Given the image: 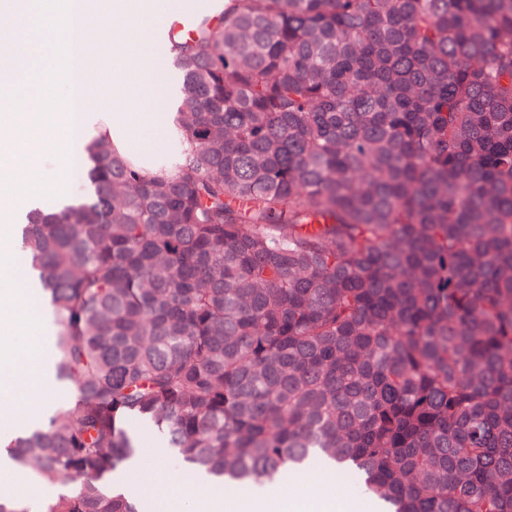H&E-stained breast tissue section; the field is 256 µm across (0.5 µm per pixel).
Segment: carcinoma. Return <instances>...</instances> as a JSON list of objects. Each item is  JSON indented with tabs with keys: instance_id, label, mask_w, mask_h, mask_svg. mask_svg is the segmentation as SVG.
<instances>
[{
	"instance_id": "carcinoma-1",
	"label": "carcinoma",
	"mask_w": 512,
	"mask_h": 512,
	"mask_svg": "<svg viewBox=\"0 0 512 512\" xmlns=\"http://www.w3.org/2000/svg\"><path fill=\"white\" fill-rule=\"evenodd\" d=\"M169 36L193 150L103 142L19 227L59 410L39 512H143L128 425L226 487L313 458L387 512H512V0H220Z\"/></svg>"
}]
</instances>
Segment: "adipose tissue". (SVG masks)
Segmentation results:
<instances>
[{
  "label": "adipose tissue",
  "instance_id": "obj_1",
  "mask_svg": "<svg viewBox=\"0 0 512 512\" xmlns=\"http://www.w3.org/2000/svg\"><path fill=\"white\" fill-rule=\"evenodd\" d=\"M129 20L126 40L118 61L125 71L137 73L131 83L113 81L94 65L75 69V52H90L86 32L101 11L100 0H63L58 14L33 21L30 0H0V13L11 15L20 33L0 39V91L21 85L37 73L44 87L35 101L33 115L25 120L0 117V170L21 164L30 171L27 179L0 177V262H7L15 242L16 227L30 213L71 205L78 181L73 173L85 143L108 142L129 157L142 173L165 178L182 166L190 144L178 123L177 108L184 96L178 81L142 70L143 60L165 47L168 28L150 22L149 11L132 9L120 0ZM63 28L54 50L55 59L40 64L47 28ZM51 380L45 364L27 372L11 366L9 350L0 349V394H40Z\"/></svg>",
  "mask_w": 512,
  "mask_h": 512
}]
</instances>
